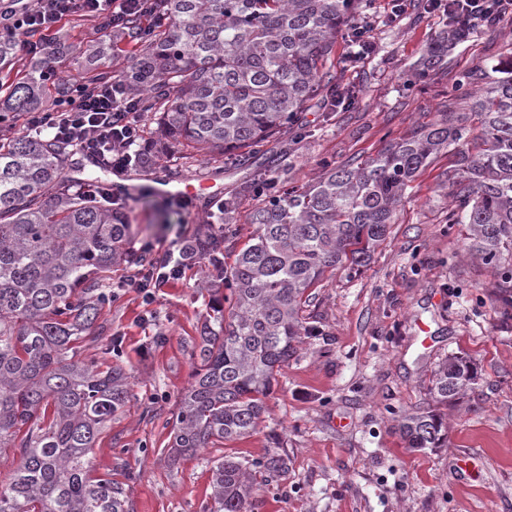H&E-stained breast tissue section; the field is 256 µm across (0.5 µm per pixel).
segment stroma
Returning a JSON list of instances; mask_svg holds the SVG:
<instances>
[{
	"label": "stroma",
	"instance_id": "35a3bbf8",
	"mask_svg": "<svg viewBox=\"0 0 512 512\" xmlns=\"http://www.w3.org/2000/svg\"><path fill=\"white\" fill-rule=\"evenodd\" d=\"M389 11V0H372L377 50L356 66L346 62L344 36L336 38L332 70L339 84L355 88L351 103L307 107L303 134L264 143L251 165L229 163L218 172L200 153L185 169L172 153L147 174L211 178L227 196L260 169L301 187L322 174L324 162L358 166L415 127L467 111L457 83L476 67L512 59L510 17L449 46L433 66L427 50L447 31L446 16L415 0L389 27ZM100 35L95 18L64 23L59 37L69 53L60 78L76 85L94 71L123 74L130 52L94 57ZM456 161L443 152L416 174L364 266L329 272L310 289L304 316L312 332L280 368L250 436L168 459L212 300L203 267L161 288L153 303L130 291L101 306L77 354L122 367L130 397L99 435L90 465L127 489L129 512H211L212 468L225 457L253 463L258 512H512V319L502 313L490 270L467 254L465 225L447 220V175ZM210 203L203 196L181 209L148 187L123 198L129 256L113 265L104 290L136 272L143 241L164 250L209 228ZM254 205L243 198L224 227L225 267L255 231L248 220ZM452 353L475 361L478 385L440 409L448 426L441 447L408 448L398 426L407 414L436 408L429 379ZM272 454L287 456L286 472L257 468Z\"/></svg>",
	"mask_w": 512,
	"mask_h": 512
}]
</instances>
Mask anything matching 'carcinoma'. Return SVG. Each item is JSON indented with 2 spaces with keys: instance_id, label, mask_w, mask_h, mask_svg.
Returning <instances> with one entry per match:
<instances>
[{
  "instance_id": "cac0c4a2",
  "label": "carcinoma",
  "mask_w": 512,
  "mask_h": 512,
  "mask_svg": "<svg viewBox=\"0 0 512 512\" xmlns=\"http://www.w3.org/2000/svg\"><path fill=\"white\" fill-rule=\"evenodd\" d=\"M362 0H157L164 20L146 32L123 22L136 54L125 75L143 112L157 125V147H191L214 161L247 163L255 147L299 126L305 105L333 91L324 80L335 34ZM456 27L429 51L435 64ZM15 65L11 37H0V66ZM469 111L421 126L358 167L324 171L310 187H273L257 178L224 200L256 196V231L214 295L193 381L180 400L172 460L253 433L278 368L301 337L309 289L325 273L362 266L386 236L408 184L444 149L458 155L449 177L448 223L468 227L470 254L492 269L503 314L512 313V60L467 83ZM69 86L48 88L36 73L0 86V112H23ZM72 149L63 140L10 137L0 142V449L20 448L0 512H126L127 492L90 475L88 455L129 398L125 373L77 357L74 344L94 325L105 294L99 283L127 256L131 225L107 201L89 200L65 178ZM202 256L224 240L204 231ZM475 364L448 355L432 373L429 394L446 406L477 380ZM399 432L409 448L446 438L433 411L406 415ZM213 512H254L249 467L224 459L212 474Z\"/></svg>"
}]
</instances>
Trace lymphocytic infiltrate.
I'll use <instances>...</instances> for the list:
<instances>
[{
    "label": "lymphocytic infiltrate",
    "mask_w": 512,
    "mask_h": 512,
    "mask_svg": "<svg viewBox=\"0 0 512 512\" xmlns=\"http://www.w3.org/2000/svg\"><path fill=\"white\" fill-rule=\"evenodd\" d=\"M6 17L19 57L39 60L44 75L55 74L56 66L66 55V47L57 35L58 24L74 14L101 16L112 26L123 17L138 15L150 18L154 0H12ZM430 8L461 20L474 29L498 24L512 15V0H429ZM143 114L138 97L132 95L121 77L108 81L72 86L69 94L59 99L54 108L40 106L23 116L26 132L48 133L68 141L80 153L116 168H126L130 160L138 164L154 163L147 152L131 155L130 150L141 139ZM140 251L161 253L165 263L160 267L145 266L124 280V287L141 295L144 301L155 298V291L169 281L180 279L196 254L193 239L177 241L175 249L157 250L153 242H144Z\"/></svg>",
    "instance_id": "1"
}]
</instances>
